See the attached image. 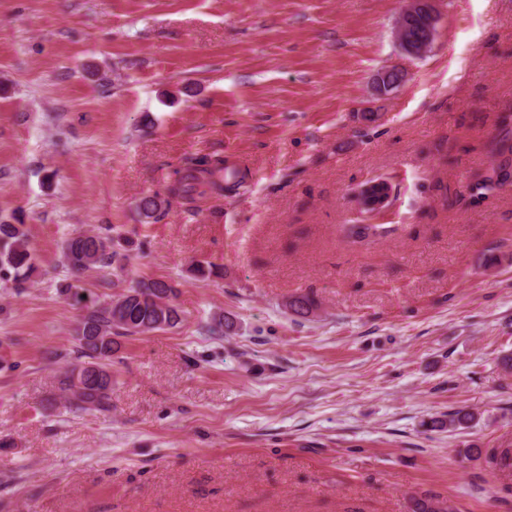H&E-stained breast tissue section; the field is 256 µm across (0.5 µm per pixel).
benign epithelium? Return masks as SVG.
<instances>
[{
  "instance_id": "7a95c632",
  "label": "benign epithelium",
  "mask_w": 512,
  "mask_h": 512,
  "mask_svg": "<svg viewBox=\"0 0 512 512\" xmlns=\"http://www.w3.org/2000/svg\"><path fill=\"white\" fill-rule=\"evenodd\" d=\"M440 0H404L394 27V40L400 53L407 58H421L430 53L435 44L440 18ZM418 23L416 35L406 37L408 27ZM408 73L400 65H388L373 75L369 93L373 98L384 97L401 87ZM391 186L385 180L366 185L359 194L360 208L368 213L384 211L390 201Z\"/></svg>"
}]
</instances>
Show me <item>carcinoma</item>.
<instances>
[{
    "label": "carcinoma",
    "instance_id": "carcinoma-1",
    "mask_svg": "<svg viewBox=\"0 0 512 512\" xmlns=\"http://www.w3.org/2000/svg\"><path fill=\"white\" fill-rule=\"evenodd\" d=\"M495 155L499 163L493 175L477 186L478 193L500 187L512 177V139L500 140ZM176 178L169 194L186 203L194 202L198 185L207 183L212 189L224 191L227 178L238 173L226 172L224 161L211 157H188L175 171ZM164 201L157 196L141 199L139 208L144 218L155 219ZM120 260L114 239L108 234H79L70 238L63 250L65 266L73 273L102 270ZM35 268V254L30 231L25 224H0V281H11L23 288ZM177 288L163 280H141L105 302L85 306L76 328V341L81 360L73 363L58 381V390L71 405L82 410L108 411L112 407V364L120 350V338L149 334L173 328L181 321V310L175 304ZM287 307L305 317L313 308L307 296L291 299ZM411 512H447L435 497L424 493L411 499Z\"/></svg>",
    "mask_w": 512,
    "mask_h": 512
}]
</instances>
